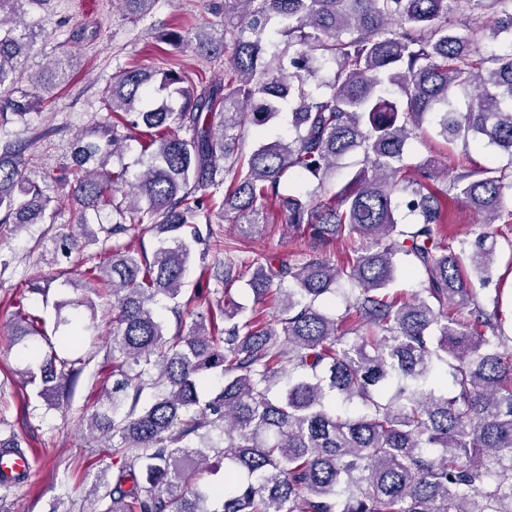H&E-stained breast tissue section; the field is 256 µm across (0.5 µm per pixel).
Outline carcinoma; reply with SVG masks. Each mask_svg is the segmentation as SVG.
Returning <instances> with one entry per match:
<instances>
[{"mask_svg": "<svg viewBox=\"0 0 512 512\" xmlns=\"http://www.w3.org/2000/svg\"><path fill=\"white\" fill-rule=\"evenodd\" d=\"M0 0V117L24 120L68 79L63 60L14 95L21 59L44 25ZM220 29L201 27L195 51L231 50L224 80L195 85L183 73L127 70L105 105L109 138L76 139L73 196L81 217L112 204L103 241L132 230L157 240L152 256L112 246L86 275L112 299L111 389L86 419L111 440L106 471L90 489L96 512H512V337L497 302L478 300L496 239L455 246L441 234L449 208L465 204L482 225L512 224V168L435 158L412 166L409 143L431 124L443 139L487 141L512 157V38L487 57L479 44L512 35V0H224ZM454 13L460 23H448ZM473 90L465 108L458 93ZM288 115V137L243 150L244 131ZM154 131L141 169L102 168L123 147L119 128ZM359 151L342 187L327 179ZM24 148H0V224H39L50 200L25 177ZM292 172L318 180L282 190ZM121 200H116V194ZM276 206L288 229L323 243L365 247L296 263L224 243L215 306L176 309L170 334L159 296L183 294L192 251L181 232L211 248L198 224L212 216L249 231ZM415 217L402 224L397 213ZM419 288L386 293L400 260ZM242 282L257 304L238 302ZM341 282L344 311L323 307ZM190 324L183 326L184 317ZM17 343L47 338L42 319L18 312ZM40 359V358H38ZM91 356L55 350L28 368L47 397L73 386ZM222 378L203 401L207 377ZM224 456V484L202 482L208 454ZM27 455L15 435L0 455Z\"/></svg>", "mask_w": 512, "mask_h": 512, "instance_id": "1", "label": "carcinoma"}]
</instances>
